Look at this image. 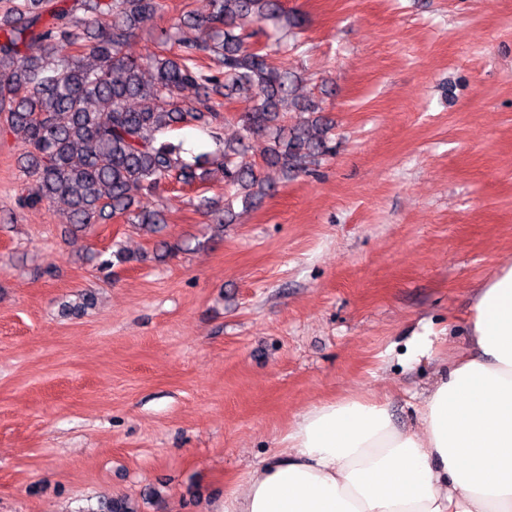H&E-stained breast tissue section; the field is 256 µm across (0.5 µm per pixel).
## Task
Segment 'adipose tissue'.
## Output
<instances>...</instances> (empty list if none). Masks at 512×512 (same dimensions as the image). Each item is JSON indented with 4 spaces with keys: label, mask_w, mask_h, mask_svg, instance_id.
I'll use <instances>...</instances> for the list:
<instances>
[{
    "label": "adipose tissue",
    "mask_w": 512,
    "mask_h": 512,
    "mask_svg": "<svg viewBox=\"0 0 512 512\" xmlns=\"http://www.w3.org/2000/svg\"><path fill=\"white\" fill-rule=\"evenodd\" d=\"M466 323L469 345L415 427L375 399L322 401L218 512H512V260L478 287Z\"/></svg>",
    "instance_id": "1"
}]
</instances>
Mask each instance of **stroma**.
I'll list each match as a JSON object with an SVG mask.
<instances>
[{
    "mask_svg": "<svg viewBox=\"0 0 512 512\" xmlns=\"http://www.w3.org/2000/svg\"><path fill=\"white\" fill-rule=\"evenodd\" d=\"M304 24L279 57L334 124L315 175L234 223L170 184L148 234L68 233L19 208L21 145L0 132V512H214L329 398H387L413 427L467 344L476 288L512 256V0H283ZM130 42L207 0H164ZM133 261L111 271L98 252Z\"/></svg>",
    "mask_w": 512,
    "mask_h": 512,
    "instance_id": "1",
    "label": "stroma"
}]
</instances>
